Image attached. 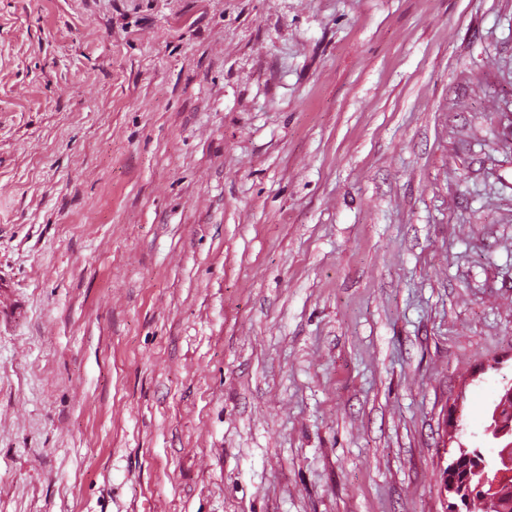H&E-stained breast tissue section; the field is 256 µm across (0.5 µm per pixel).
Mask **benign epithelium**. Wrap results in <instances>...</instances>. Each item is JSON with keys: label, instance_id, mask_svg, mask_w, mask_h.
<instances>
[{"label": "benign epithelium", "instance_id": "obj_1", "mask_svg": "<svg viewBox=\"0 0 512 512\" xmlns=\"http://www.w3.org/2000/svg\"><path fill=\"white\" fill-rule=\"evenodd\" d=\"M511 402L512 383L503 386L486 428L495 448L493 466L487 469L481 462L473 468V473L479 475L477 483L467 478L461 481L454 471L443 468L440 495L444 502L451 503L449 512H468L475 491L481 492L487 512H496L501 500L512 492V412L507 410Z\"/></svg>", "mask_w": 512, "mask_h": 512}]
</instances>
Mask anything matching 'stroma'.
<instances>
[{"mask_svg": "<svg viewBox=\"0 0 512 512\" xmlns=\"http://www.w3.org/2000/svg\"><path fill=\"white\" fill-rule=\"evenodd\" d=\"M512 382V0H0V512H443Z\"/></svg>", "mask_w": 512, "mask_h": 512, "instance_id": "35a3bbf8", "label": "stroma"}]
</instances>
